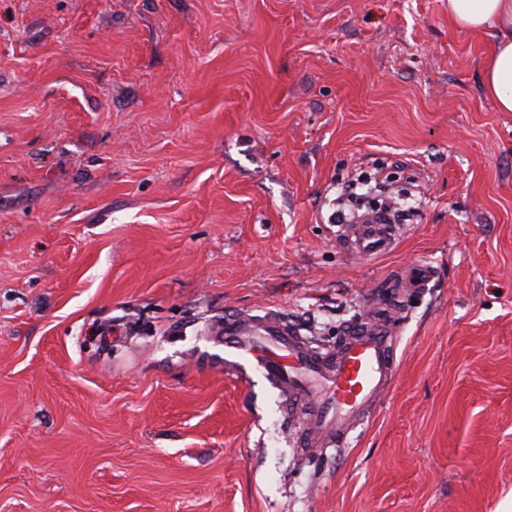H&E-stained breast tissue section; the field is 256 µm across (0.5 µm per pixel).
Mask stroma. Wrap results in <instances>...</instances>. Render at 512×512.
Wrapping results in <instances>:
<instances>
[{
    "instance_id": "1",
    "label": "stroma",
    "mask_w": 512,
    "mask_h": 512,
    "mask_svg": "<svg viewBox=\"0 0 512 512\" xmlns=\"http://www.w3.org/2000/svg\"><path fill=\"white\" fill-rule=\"evenodd\" d=\"M448 0H0V512H512V112ZM396 248L339 242L365 177ZM435 282L399 296L405 267ZM395 309L344 446L215 331Z\"/></svg>"
}]
</instances>
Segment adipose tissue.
<instances>
[{"mask_svg":"<svg viewBox=\"0 0 512 512\" xmlns=\"http://www.w3.org/2000/svg\"><path fill=\"white\" fill-rule=\"evenodd\" d=\"M448 16L460 29L490 32L484 91L498 111L512 112V0H448Z\"/></svg>","mask_w":512,"mask_h":512,"instance_id":"ef3b65f1","label":"adipose tissue"}]
</instances>
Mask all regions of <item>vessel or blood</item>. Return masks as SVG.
Here are the masks:
<instances>
[{"label": "vessel or blood", "instance_id": "1", "mask_svg": "<svg viewBox=\"0 0 512 512\" xmlns=\"http://www.w3.org/2000/svg\"><path fill=\"white\" fill-rule=\"evenodd\" d=\"M399 230L388 214L373 212L353 226L342 245L350 253L381 256L395 248ZM433 278L430 267L414 265L405 270L402 285L425 288ZM393 335L388 323L357 322L348 328L336 357L326 363L285 321L230 320L224 324V368L237 375L242 361L249 360L269 380L288 384L295 392L291 412L309 415L299 442L306 446L323 442L337 448L343 445L350 426L363 420L394 382Z\"/></svg>", "mask_w": 512, "mask_h": 512}]
</instances>
